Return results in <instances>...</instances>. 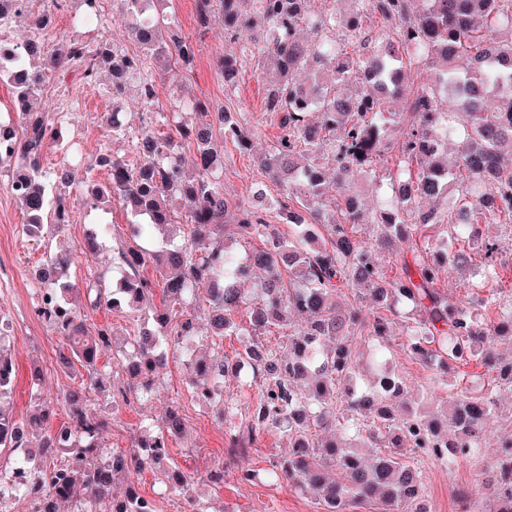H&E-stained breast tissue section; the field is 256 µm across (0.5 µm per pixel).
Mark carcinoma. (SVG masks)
<instances>
[{"mask_svg": "<svg viewBox=\"0 0 512 512\" xmlns=\"http://www.w3.org/2000/svg\"><path fill=\"white\" fill-rule=\"evenodd\" d=\"M154 0H120V20L127 35L143 51L167 56L181 69L192 68L197 46L188 39L170 44L162 26L147 14ZM309 0H257V17H245L240 0H196V25L207 28L215 21L250 51L272 58L279 79L265 94V111L281 116L282 136L276 144L256 155L255 162L275 181L294 183V196L273 199L267 205L293 216L288 236L250 208L230 207L224 198L220 173L224 150L213 138L217 122L224 140L242 151L252 148L253 134L231 113L212 116L204 103L183 105L193 120L172 113L170 126L182 141L194 146L196 175L185 176L174 140L149 131L141 139L144 161L133 168L109 155L97 166L109 170L110 182L91 190V206L104 199L122 205L129 223L163 229L175 223L173 203L181 209L183 243L168 239L152 249L142 246L119 251L128 269L125 308L135 310L152 293V284L138 276V269L152 264L161 274L166 304L147 316L151 334L130 338L119 349L118 359L136 388L121 391L122 400L145 401L151 395L162 355L170 350L192 352L204 339L217 351L184 364L193 397L201 404H221L220 417L237 415L224 400V376L240 363L251 368L247 385L260 388L258 401L247 409L241 422L229 424L230 457L244 450L273 427H288L293 448L266 469L270 481L287 480L310 494L322 512H349L359 505H376L378 512H420L425 486L417 467L431 458L440 444L453 448L481 447V439L495 419L512 422V408L498 406L494 390L468 388L457 392L451 403L426 411L407 401L401 377L391 395H376V378L392 368L388 341L390 317L405 315L409 333L407 349L414 359L434 371L442 384L448 374L471 360L480 361L494 384H512V355L502 356L496 343H512V295L505 300L492 292L481 298L453 297L437 288L443 274L469 266H481L483 277L502 285L497 261L498 244L479 237L478 225L490 220L512 223V167L504 166V148L512 149V0H357L354 16L346 18L331 10L317 16L308 12ZM379 19L385 27V53H373L368 22ZM54 15L47 10L36 23L31 49L4 69L23 70L26 78L11 80L15 102L23 106L21 139L0 151L3 157L20 159L13 177L18 198L28 215L25 232L45 238L51 228L71 221L65 199L52 194L56 183L71 181L65 168L44 169L40 154L48 146L63 149L55 135L56 122L37 110L43 65L51 69L79 66L81 71L100 73L112 79V95L126 92L129 79L137 83L140 99L151 105L157 96V76L138 55L117 51L105 40L92 54L80 41H70L62 52L45 55L44 40L50 35ZM316 31L343 27L352 32L353 49L320 39L305 42L297 37L302 23ZM427 53L426 69L435 78L421 82L406 98L401 111L393 108L403 85L400 72ZM216 68L224 84L238 74L237 57H217ZM456 102L455 109L436 114L440 99ZM461 144L453 174L440 155L448 138ZM336 160V185L376 173L378 160L396 157V169L388 173V188L404 183V191L389 194L387 208L376 220L375 243L353 236L363 221L353 197L340 194L332 209L342 219L321 220L327 209L320 161L326 150ZM451 194L454 207L439 213L423 211L425 200ZM51 223L43 222V217ZM446 223L450 235L437 245L428 244L429 230ZM232 226L244 239L261 246L239 256L224 244L226 227ZM423 239L403 260L401 274L388 280L376 253L390 250L397 240ZM260 266L264 281L247 297L246 280L235 275L245 260ZM56 273L50 286L48 311L43 320L65 342L59 361L67 372L83 371L88 380L63 396L70 423L57 433L42 434L55 414V402L36 396L34 413L23 424L4 411L1 402L10 398L15 366L0 345V424L20 428L12 438L0 436V447L10 448L15 463L27 462L26 449L34 435L37 447L52 459L57 449L67 448L68 459L34 475L41 496L36 512H60L59 504L76 500L80 508L95 512H156L155 503L127 484L119 495L112 491L115 477L150 471L167 487L183 491L194 481L192 474L169 463V442L184 430L176 409L169 411L162 428L142 425L131 447L112 463L99 453L106 415L89 411L90 394L103 400L114 396L106 377L97 368L98 353L115 344L110 324L88 330L85 314L70 306L75 285L66 280L70 258L51 253L45 259ZM357 286L371 303L383 309L372 317L363 314L356 297L347 304L336 301L337 287ZM204 288L207 331L197 317L199 288ZM115 289L101 278L85 283V296L92 309H113ZM247 308L248 327L240 326L235 314ZM288 330V356L283 357L263 341L271 329ZM247 336L237 360L231 364L220 351L224 337ZM363 337L369 350L365 369L374 381L359 387L356 338ZM334 426L338 432L317 441L316 428ZM341 470L343 481H331L324 470ZM512 455L497 458L489 475L490 512H512Z\"/></svg>", "mask_w": 512, "mask_h": 512, "instance_id": "cac0c4a2", "label": "carcinoma"}]
</instances>
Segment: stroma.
<instances>
[{
	"instance_id": "stroma-1",
	"label": "stroma",
	"mask_w": 512,
	"mask_h": 512,
	"mask_svg": "<svg viewBox=\"0 0 512 512\" xmlns=\"http://www.w3.org/2000/svg\"><path fill=\"white\" fill-rule=\"evenodd\" d=\"M195 4L196 0H157L152 7L153 15L171 19L174 30L196 42L198 52L192 70L177 73L166 72L161 61L145 56V67L161 77L158 96L148 107L139 99L135 87H128L118 101L126 115L123 137L113 138L108 126V116L117 103L112 97L108 73H101L93 85L84 84L74 72L66 76L47 73L39 107L57 114L66 140L76 144L83 158L82 163L74 165L71 182L57 188L69 202L73 219L60 225L51 240L25 233L28 216L11 191L15 164L8 160L0 162V322L7 327L6 343L15 364L10 400L15 418L30 416L33 411L31 397L38 393L57 400L56 414L49 428L59 429L69 420L61 399L77 384L76 379L63 373L57 364L62 349L61 338L43 320L33 316L41 294L32 278L34 268L48 251L61 250L72 257L69 282L80 286L101 276L111 283L124 274L118 259L119 248L136 243L130 233L126 212L120 205H101L95 209L87 206L86 165L92 164L103 152L123 158L130 164H139L141 155L137 143L142 134L150 130L162 137L169 132L167 126L158 122V114L178 110L183 102L193 98L202 100L210 112L234 113L251 130L256 150H265L281 134L277 116L264 110L266 87L275 77L270 62L258 55L241 53L239 45L225 36L221 24L198 28ZM110 10L111 19L86 25L74 24L71 14H57L47 52H59L63 44L73 39L84 42L93 50L99 42L110 38L119 51L138 53V44L127 37L117 18V0H112ZM226 51L236 54L239 68L236 82L230 88L225 87L215 69L217 56ZM223 181L224 194L233 205L249 206L259 188L274 198L286 193L283 185L272 182L257 166L252 155L240 152L229 143L224 146ZM102 224L108 225V235L101 238L97 253H85L87 234ZM389 341L397 349L393 367L405 379L410 395L424 396L436 403L454 397V388L438 385L432 372L403 350L406 329L402 321H394ZM35 369L41 372V381L36 386L31 383V372ZM173 406L179 408L185 430L171 441L169 455L183 471L194 475L191 488L185 493L169 491L153 473L146 471L132 475L128 480L119 479L117 490H124L127 482H135L142 495L155 499L158 512H186V501L190 498L200 501L209 512H320L314 498L288 483L240 481L236 466L225 461L224 425L217 412L193 398L185 379L183 357L178 353L170 355L156 381L151 400L145 403L134 400L120 405L102 434L103 445L118 450L130 448L140 425L162 424L167 410ZM511 430L512 424L506 422L491 426L482 437L487 451L480 461H463L449 468L421 460L419 467L431 512H451L455 494L463 490L471 492L474 499L485 501V491L476 483L475 475L492 465L499 436ZM219 463L224 466V482L217 487L207 481L206 475Z\"/></svg>"
}]
</instances>
